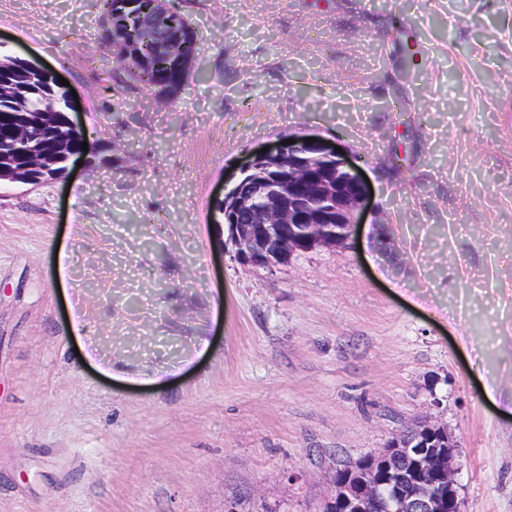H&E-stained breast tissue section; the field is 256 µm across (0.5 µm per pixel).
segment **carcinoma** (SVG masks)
<instances>
[{"mask_svg": "<svg viewBox=\"0 0 512 512\" xmlns=\"http://www.w3.org/2000/svg\"><path fill=\"white\" fill-rule=\"evenodd\" d=\"M144 10L148 12L147 23L155 30V44L147 45L144 54L155 53V45L162 44L175 21L184 27L191 26L183 14L163 15L154 12L151 0H144ZM190 70L158 68L134 72L127 65L130 78L154 87L160 83L172 88L173 94L182 89L185 76ZM0 147L7 150L8 156L3 171V180L54 179L63 174L60 157L66 152L82 149L83 140L75 136L66 123V92L55 85L53 80L36 74L17 58L0 55ZM37 137L39 154L33 155L27 147V139ZM362 456L336 469L339 478L358 479L362 474Z\"/></svg>", "mask_w": 512, "mask_h": 512, "instance_id": "obj_1", "label": "carcinoma"}]
</instances>
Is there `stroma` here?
<instances>
[{
	"label": "stroma",
	"mask_w": 512,
	"mask_h": 512,
	"mask_svg": "<svg viewBox=\"0 0 512 512\" xmlns=\"http://www.w3.org/2000/svg\"><path fill=\"white\" fill-rule=\"evenodd\" d=\"M170 3L197 52L167 99L98 0H0V53L68 80L96 144L0 186V512H305L426 414L462 512H512V0ZM305 133L364 172L363 222L240 266L223 187ZM115 54L116 57L114 58V60L116 63H126L118 56L116 52ZM126 64L127 71H129V77L131 79L135 80L136 82L147 85L150 88H154L155 83H160L161 85H164L166 87H171L174 95H177L179 91L182 89V84L184 82L185 76L192 66L191 64L181 69L158 68L154 70H145L142 73H136L134 72V68L131 64Z\"/></svg>",
	"instance_id": "stroma-1"
}]
</instances>
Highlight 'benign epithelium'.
Returning a JSON list of instances; mask_svg holds the SVG:
<instances>
[{
	"label": "benign epithelium",
	"instance_id": "obj_1",
	"mask_svg": "<svg viewBox=\"0 0 512 512\" xmlns=\"http://www.w3.org/2000/svg\"><path fill=\"white\" fill-rule=\"evenodd\" d=\"M137 0H106L101 37L120 42L124 57L140 62V44L126 41L138 32ZM293 137L264 153L254 154L239 177L224 187L220 204L232 257L243 266L273 268L301 251L336 248L355 234L368 188L358 170L322 137L305 141ZM261 203L260 224H242L238 218ZM418 432L396 434L383 448L371 451L389 462L381 470L366 469L362 481L351 485L327 477V488L311 512H461L457 475L462 463L447 428L430 417L418 421ZM411 464L412 490L404 492L400 462Z\"/></svg>",
	"mask_w": 512,
	"mask_h": 512
}]
</instances>
